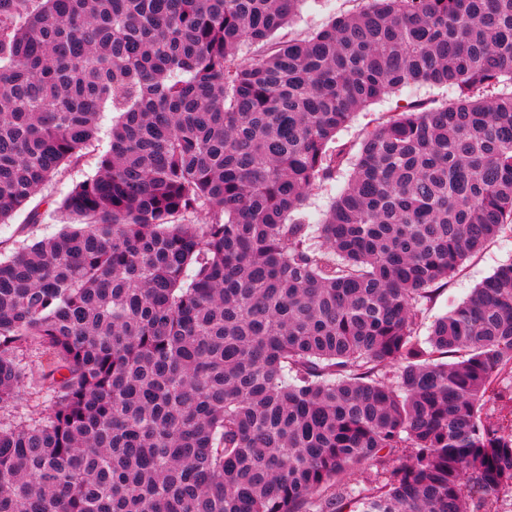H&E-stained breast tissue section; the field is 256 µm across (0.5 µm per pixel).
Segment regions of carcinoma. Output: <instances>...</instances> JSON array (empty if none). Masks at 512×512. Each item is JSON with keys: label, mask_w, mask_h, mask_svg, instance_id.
<instances>
[{"label": "carcinoma", "mask_w": 512, "mask_h": 512, "mask_svg": "<svg viewBox=\"0 0 512 512\" xmlns=\"http://www.w3.org/2000/svg\"><path fill=\"white\" fill-rule=\"evenodd\" d=\"M0 0V224L95 149L74 226L0 261V512H499L512 263L419 334L512 231V0ZM256 58L241 61L242 46ZM455 87L363 132L353 115ZM119 113L107 138L99 118ZM202 216L195 224L191 218ZM366 0H308L304 2L291 25L283 32L289 38H305L328 25L335 17L359 12ZM457 97L455 88L446 86L415 85L403 87L395 94L376 101L357 112L352 121L336 134V149L343 148L351 161L360 147V134L365 129L380 125L410 102H431L436 105L449 103ZM353 165H345L333 180L317 184L308 195L305 211L310 224H319L324 218L331 203L347 186L351 177ZM512 262V231L498 236L489 242L480 252L466 260L463 265L448 278V284L424 314L420 334L427 335L433 321L446 313L448 308L468 298L474 288L490 276L499 266ZM26 362L29 378L20 388L15 402L0 408L1 421H8L15 415L38 413L47 404L45 394L40 390L36 379L40 373L41 358L35 353H30Z\"/></svg>", "instance_id": "carcinoma-1"}]
</instances>
